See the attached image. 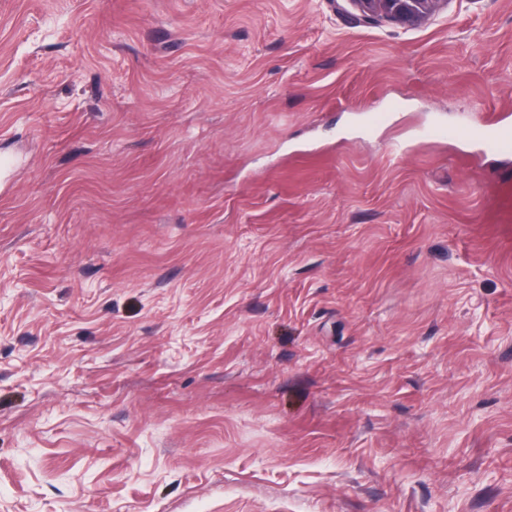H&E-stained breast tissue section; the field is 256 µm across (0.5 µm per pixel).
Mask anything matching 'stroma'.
Wrapping results in <instances>:
<instances>
[{
  "mask_svg": "<svg viewBox=\"0 0 512 512\" xmlns=\"http://www.w3.org/2000/svg\"><path fill=\"white\" fill-rule=\"evenodd\" d=\"M496 120L512 0H0V512H512ZM364 20H386L403 27L419 26L445 0H348ZM423 139L448 137V140H478L483 150L499 156L512 155V128L489 125L483 129L437 125L422 133Z\"/></svg>",
  "mask_w": 512,
  "mask_h": 512,
  "instance_id": "obj_1",
  "label": "stroma"
}]
</instances>
